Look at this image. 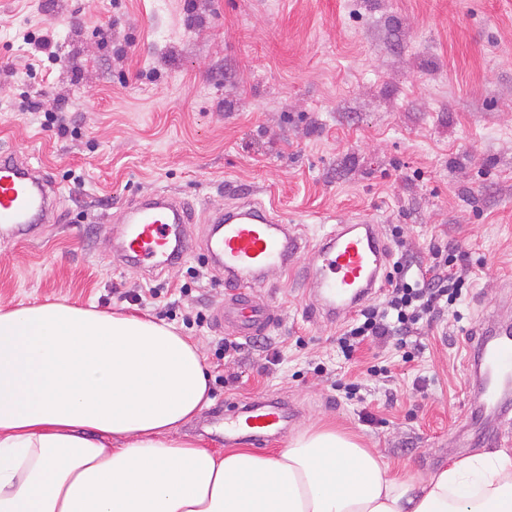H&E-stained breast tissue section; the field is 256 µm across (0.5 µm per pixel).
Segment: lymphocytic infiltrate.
<instances>
[{
    "mask_svg": "<svg viewBox=\"0 0 512 512\" xmlns=\"http://www.w3.org/2000/svg\"><path fill=\"white\" fill-rule=\"evenodd\" d=\"M430 254L425 266L413 252L398 247L385 276L383 300L361 309L337 339L345 359H352L370 340L400 347L402 361H413V353L406 349L408 338L454 307L472 285L467 254L447 246L432 247Z\"/></svg>",
    "mask_w": 512,
    "mask_h": 512,
    "instance_id": "1",
    "label": "lymphocytic infiltrate"
}]
</instances>
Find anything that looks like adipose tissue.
I'll return each mask as SVG.
<instances>
[{"label":"adipose tissue","mask_w":512,"mask_h":512,"mask_svg":"<svg viewBox=\"0 0 512 512\" xmlns=\"http://www.w3.org/2000/svg\"><path fill=\"white\" fill-rule=\"evenodd\" d=\"M209 391L199 348L170 325L0 308V512H512V450L419 481L333 430L215 454L178 437Z\"/></svg>","instance_id":"adipose-tissue-1"}]
</instances>
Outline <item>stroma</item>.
Listing matches in <instances>:
<instances>
[{"label": "stroma", "instance_id": "stroma-1", "mask_svg": "<svg viewBox=\"0 0 512 512\" xmlns=\"http://www.w3.org/2000/svg\"><path fill=\"white\" fill-rule=\"evenodd\" d=\"M22 28L51 35L59 61L33 55ZM29 97L61 110L66 134L23 111ZM1 151L47 178L56 203L36 238L0 227V307L63 300L182 329L212 401L180 437L277 452L331 427L418 479L481 451L454 440L476 399L471 331L512 315V0H0ZM162 191L185 201L198 245L210 212L243 194L295 226L294 268L269 272L260 292L280 317L276 368L248 343L221 359L224 274L203 252L154 272L123 257L118 207ZM365 214L388 249L397 226L420 257L448 245L473 265L457 312L418 336L417 361L374 343L346 360L343 321L311 311V247L333 218ZM138 286L158 299L123 300ZM197 312L202 325L185 328ZM382 361L390 376L366 375ZM354 377L349 399L335 383ZM262 398L288 403L287 429L225 438V400Z\"/></svg>", "mask_w": 512, "mask_h": 512}]
</instances>
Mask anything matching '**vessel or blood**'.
Returning a JSON list of instances; mask_svg holds the SVG:
<instances>
[{
	"label": "vessel or blood",
	"mask_w": 512,
	"mask_h": 512,
	"mask_svg": "<svg viewBox=\"0 0 512 512\" xmlns=\"http://www.w3.org/2000/svg\"><path fill=\"white\" fill-rule=\"evenodd\" d=\"M50 205L45 179L15 155L0 152V223L11 225L14 235L27 236L33 221ZM210 221L218 231L207 237L202 248L220 263L226 288L214 319L236 335H258L274 324L276 316L257 292L270 269L292 268L299 251L293 228L252 201L215 212ZM187 222L182 200L161 193L123 209L114 230L130 258L163 267L193 251L192 241L182 232ZM387 257L371 218L327 233L314 248L313 266L307 273L316 295L315 312L331 320L351 315L383 280ZM470 360L481 372L483 407H498L499 384L512 380V322L497 320L475 329ZM287 418L286 407L271 401H252L243 408L235 403L224 406V430L230 434L246 431L265 438L279 433Z\"/></svg>",
	"instance_id": "b4317fda"
}]
</instances>
